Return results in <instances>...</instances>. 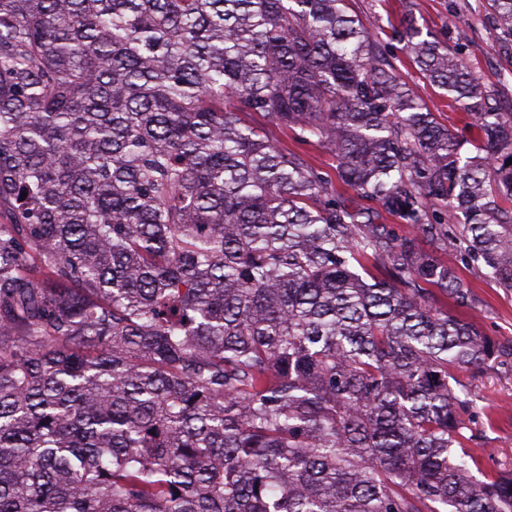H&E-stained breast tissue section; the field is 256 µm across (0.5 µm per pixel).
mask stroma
I'll return each instance as SVG.
<instances>
[{"mask_svg":"<svg viewBox=\"0 0 512 512\" xmlns=\"http://www.w3.org/2000/svg\"><path fill=\"white\" fill-rule=\"evenodd\" d=\"M350 12L366 25L400 79L424 101L444 125L463 130L467 118L432 85L402 43L393 40V29L414 21L422 32L445 40L449 53L461 54L471 72L487 87L490 105L512 112V35L503 32L490 18L486 0H349ZM466 42H459V32ZM248 122L264 127L268 136L288 152L300 155L329 181H336V162L331 152L315 141L301 139L294 131L270 124L258 114ZM447 262L457 264L464 281L472 288L475 304L448 310L475 320L484 334L497 341H512V291L499 288L480 264L461 262L448 252ZM461 384L477 396L469 412V426L478 448L482 472L494 475L512 470V362L493 361L481 376L465 369L456 373Z\"/></svg>","mask_w":512,"mask_h":512,"instance_id":"stroma-1","label":"stroma"}]
</instances>
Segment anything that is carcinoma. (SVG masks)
<instances>
[{
    "mask_svg": "<svg viewBox=\"0 0 512 512\" xmlns=\"http://www.w3.org/2000/svg\"><path fill=\"white\" fill-rule=\"evenodd\" d=\"M395 37L480 154L348 0H0V512H512L451 384L512 343L436 305L512 291V113ZM242 117L250 123L265 128L268 136L281 148L306 159L312 166L317 168L325 178L332 182L336 190L341 192L345 197L352 195V192L344 191L338 183L335 169L336 162L327 148L316 143L314 139L311 141L301 139L294 131L288 128L277 127L259 114H246Z\"/></svg>",
    "mask_w": 512,
    "mask_h": 512,
    "instance_id": "cac0c4a2",
    "label": "carcinoma"
}]
</instances>
